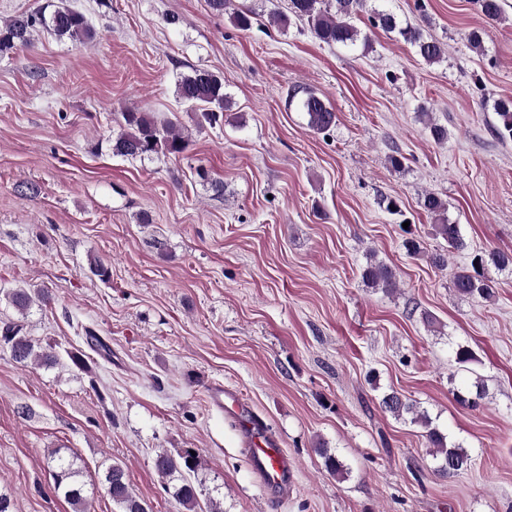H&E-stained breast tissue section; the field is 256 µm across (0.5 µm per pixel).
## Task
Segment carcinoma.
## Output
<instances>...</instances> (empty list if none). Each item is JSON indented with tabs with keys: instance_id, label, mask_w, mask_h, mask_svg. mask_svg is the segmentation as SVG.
Listing matches in <instances>:
<instances>
[{
	"instance_id": "carcinoma-1",
	"label": "carcinoma",
	"mask_w": 512,
	"mask_h": 512,
	"mask_svg": "<svg viewBox=\"0 0 512 512\" xmlns=\"http://www.w3.org/2000/svg\"><path fill=\"white\" fill-rule=\"evenodd\" d=\"M289 14L273 11L269 15L272 24H288L289 17L307 24L311 34L327 45L340 44L354 46L360 38V31L354 19L364 8H369V21L375 28L386 33H397L405 43L416 49L421 58L434 64L445 57V44L440 40L424 36L420 28L403 24L396 13L378 3L367 5L368 0H287ZM481 14L490 21H497L501 14L499 0H477ZM39 28L49 29L58 36H67L76 41H85L93 37L88 19L79 10L58 8L50 15L43 12H31L14 16L0 23V54H6L17 47L31 45L32 34ZM177 95L181 103L191 110L200 111L203 121L215 124L219 113L231 107L230 95L224 90V79L206 70L195 69L191 74L181 77L177 86ZM296 104L299 111L306 114L308 127L316 132H325L336 122L333 107L316 93L304 89H293L288 104ZM495 111L501 123L498 133L503 137H512V101L501 100L495 104ZM127 130L112 140V154L122 157H145L152 154L179 155L183 153L189 138L178 125L159 122L145 112L128 110L122 113ZM421 204L430 215L440 220L435 225L437 233L453 250H462L465 242L459 225L445 223L447 211L445 201L435 193L423 194ZM479 266L486 262L505 269L512 268V253L493 250L485 256L473 259ZM361 278L367 285L380 287L387 293L397 290L396 274L380 263H368L362 269ZM452 286L464 297L489 299L492 288L478 276L466 269L453 273ZM9 303L19 312H27L33 305H47L51 296L44 290L16 288L8 293ZM0 344L10 351L14 363L26 367L30 364L53 367L60 364L62 355L58 344L41 345L26 336L24 327L16 322H6L0 328ZM456 401L471 410L478 409L486 397V386L482 377L477 376L464 388L456 391ZM381 406L394 417L401 419L411 416V422L426 428V439L434 448L436 460L434 473L452 477L470 469L472 457L460 442L448 441V436L432 425L425 413L406 402L397 393H387L381 399ZM48 464L56 492L63 494L74 512H85V484L81 481L82 471L73 455L61 453L56 448L48 453ZM190 450H184L173 456L162 453L157 456L155 467L161 477L171 479L181 469L194 470ZM105 490L120 508V512H149V507L139 500L126 482L125 470L118 464L109 465L104 472ZM173 498L185 512H195L198 506L196 487L186 477H180V483L173 486Z\"/></svg>"
}]
</instances>
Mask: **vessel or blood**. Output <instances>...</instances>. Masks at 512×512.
I'll use <instances>...</instances> for the list:
<instances>
[{"label": "vessel or blood", "instance_id": "obj_1", "mask_svg": "<svg viewBox=\"0 0 512 512\" xmlns=\"http://www.w3.org/2000/svg\"><path fill=\"white\" fill-rule=\"evenodd\" d=\"M206 393L209 404L241 429L252 469L262 488L277 497L287 493L293 471L277 439L255 419L235 392L212 383Z\"/></svg>", "mask_w": 512, "mask_h": 512}]
</instances>
